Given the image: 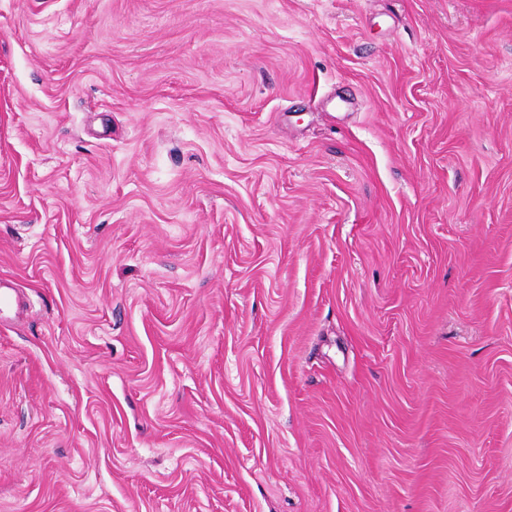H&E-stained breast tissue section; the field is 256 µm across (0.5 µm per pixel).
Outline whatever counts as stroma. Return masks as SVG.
<instances>
[{
    "label": "stroma",
    "mask_w": 512,
    "mask_h": 512,
    "mask_svg": "<svg viewBox=\"0 0 512 512\" xmlns=\"http://www.w3.org/2000/svg\"><path fill=\"white\" fill-rule=\"evenodd\" d=\"M0 512H512V0H0ZM27 307V298L22 291L6 282H0V322L16 318Z\"/></svg>",
    "instance_id": "stroma-1"
}]
</instances>
